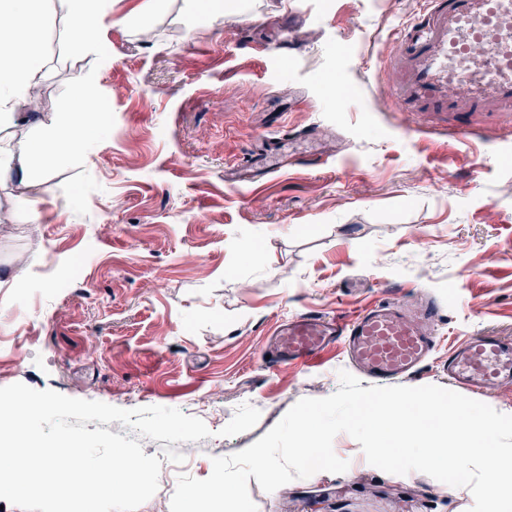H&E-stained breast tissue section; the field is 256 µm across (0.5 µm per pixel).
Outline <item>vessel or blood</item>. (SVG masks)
Returning a JSON list of instances; mask_svg holds the SVG:
<instances>
[{"label": "vessel or blood", "instance_id": "vessel-or-blood-1", "mask_svg": "<svg viewBox=\"0 0 512 512\" xmlns=\"http://www.w3.org/2000/svg\"><path fill=\"white\" fill-rule=\"evenodd\" d=\"M393 40L381 73L388 103L452 118L512 112V0H419ZM441 313L435 298L422 297L333 318L298 314L275 330L266 353L270 365L306 368L340 349L366 377L394 381L431 358ZM441 365L460 391L493 393L512 382V338L469 336Z\"/></svg>", "mask_w": 512, "mask_h": 512}]
</instances>
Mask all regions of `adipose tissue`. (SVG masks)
<instances>
[{
	"label": "adipose tissue",
	"mask_w": 512,
	"mask_h": 512,
	"mask_svg": "<svg viewBox=\"0 0 512 512\" xmlns=\"http://www.w3.org/2000/svg\"><path fill=\"white\" fill-rule=\"evenodd\" d=\"M43 0H0V127L13 124L17 110L28 104L41 76L42 59L34 48H20L22 38L44 25ZM67 40L74 52L109 55L105 37L108 0H66ZM96 93L85 80L73 86L72 111L52 122L39 124L34 140L0 146V177L18 175L27 179L39 152L87 159L97 128L92 104Z\"/></svg>",
	"instance_id": "obj_1"
}]
</instances>
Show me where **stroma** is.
<instances>
[{
	"label": "stroma",
	"mask_w": 512,
	"mask_h": 512,
	"mask_svg": "<svg viewBox=\"0 0 512 512\" xmlns=\"http://www.w3.org/2000/svg\"><path fill=\"white\" fill-rule=\"evenodd\" d=\"M112 0L110 57L66 42L64 0L35 40L45 66L15 143L73 106L87 79L106 134L83 162L56 159L0 182V387L201 419L194 444L144 439L162 462L137 512H170L177 477L253 444L349 365L268 366L266 339L297 313L355 312L423 289L443 307L439 354L465 337L512 336V115L447 120L379 104L393 32L418 0ZM341 79L342 98L326 85ZM313 130L328 163L225 182L250 144ZM38 200L29 222L18 195ZM346 472L268 493L257 512H470L469 489L385 473L348 434Z\"/></svg>",
	"instance_id": "obj_1"
}]
</instances>
